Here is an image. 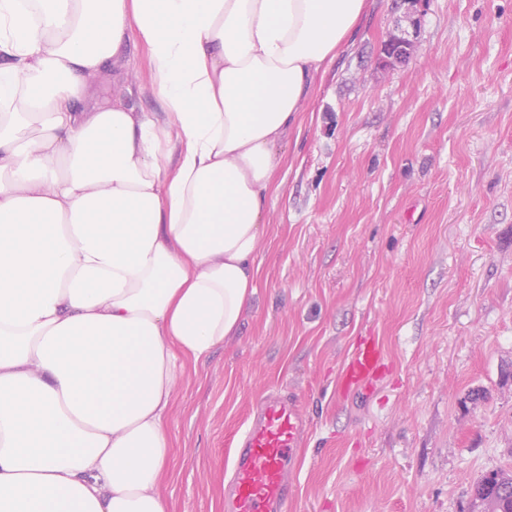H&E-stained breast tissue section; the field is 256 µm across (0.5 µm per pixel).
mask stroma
<instances>
[{
  "label": "stroma",
  "mask_w": 512,
  "mask_h": 512,
  "mask_svg": "<svg viewBox=\"0 0 512 512\" xmlns=\"http://www.w3.org/2000/svg\"><path fill=\"white\" fill-rule=\"evenodd\" d=\"M119 72L160 111L142 47ZM300 121L240 332L177 382L168 512H224L232 439L278 388L311 423L291 512H471L512 470V0H368ZM370 336L386 369L344 390ZM414 49L411 40L404 36H394L382 46V63L390 64L393 61H402L408 58Z\"/></svg>",
  "instance_id": "1"
}]
</instances>
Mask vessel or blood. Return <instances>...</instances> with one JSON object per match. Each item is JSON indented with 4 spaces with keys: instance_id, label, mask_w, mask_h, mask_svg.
<instances>
[{
    "instance_id": "b4317fda",
    "label": "vessel or blood",
    "mask_w": 512,
    "mask_h": 512,
    "mask_svg": "<svg viewBox=\"0 0 512 512\" xmlns=\"http://www.w3.org/2000/svg\"><path fill=\"white\" fill-rule=\"evenodd\" d=\"M383 350L368 338L352 351L342 372L345 388H368L383 365ZM309 423L294 398L267 395L253 408L233 446L231 476L224 489V512H288V481Z\"/></svg>"
}]
</instances>
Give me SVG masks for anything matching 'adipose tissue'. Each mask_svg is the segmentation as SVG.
Masks as SVG:
<instances>
[{
  "label": "adipose tissue",
  "instance_id": "obj_1",
  "mask_svg": "<svg viewBox=\"0 0 512 512\" xmlns=\"http://www.w3.org/2000/svg\"><path fill=\"white\" fill-rule=\"evenodd\" d=\"M367 0H0V512H168L187 362L238 334L277 148ZM160 113L94 77L129 45Z\"/></svg>",
  "mask_w": 512,
  "mask_h": 512
}]
</instances>
